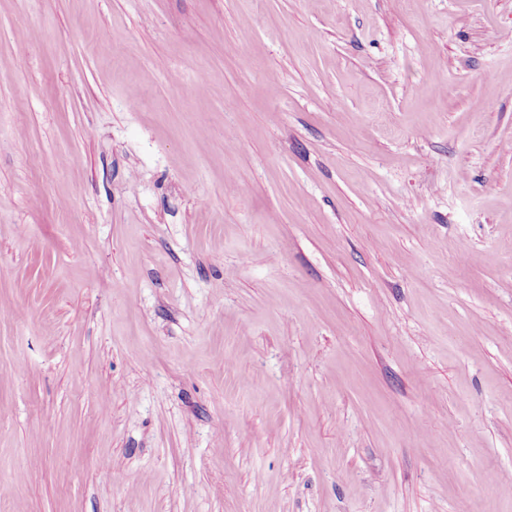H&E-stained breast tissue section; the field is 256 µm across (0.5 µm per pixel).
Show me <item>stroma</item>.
Returning a JSON list of instances; mask_svg holds the SVG:
<instances>
[{"label":"stroma","mask_w":512,"mask_h":512,"mask_svg":"<svg viewBox=\"0 0 512 512\" xmlns=\"http://www.w3.org/2000/svg\"><path fill=\"white\" fill-rule=\"evenodd\" d=\"M508 31L0 0V512H512Z\"/></svg>","instance_id":"1"}]
</instances>
